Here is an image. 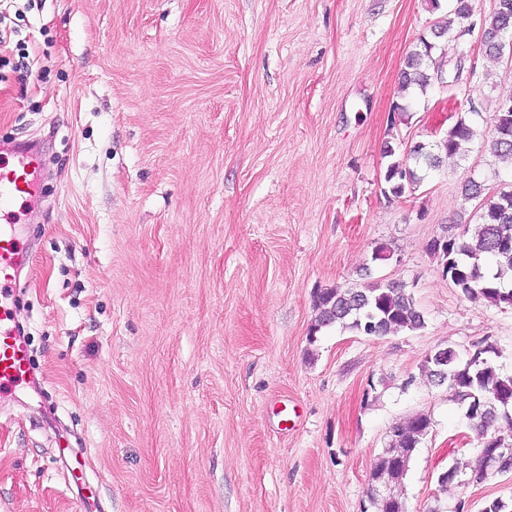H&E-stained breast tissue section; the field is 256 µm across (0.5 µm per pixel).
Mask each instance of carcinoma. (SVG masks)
I'll return each instance as SVG.
<instances>
[{
    "label": "carcinoma",
    "mask_w": 512,
    "mask_h": 512,
    "mask_svg": "<svg viewBox=\"0 0 512 512\" xmlns=\"http://www.w3.org/2000/svg\"><path fill=\"white\" fill-rule=\"evenodd\" d=\"M475 0H455L448 17L437 21L431 33L437 39L448 38L459 46V59L448 70L454 80L463 73L466 55L464 37L477 21L481 30L482 54L499 62L507 46L512 44V0H497L492 14L476 17ZM439 45L422 35L404 59L400 83L427 93L435 80L443 78L441 63L434 58ZM476 108L457 117L445 136L432 142H416L403 153L386 144L387 158L384 193L395 198L411 194L424 177L421 170H436L442 158L465 152L466 145L477 136L472 116ZM491 148L502 159L512 161V93L498 97L492 118ZM464 199L478 201L474 217L477 224H454L453 234L434 239L430 251L442 267V275L466 299L483 300L495 307H512V288L501 286V279L512 273V184L487 194L482 183L466 179L461 188ZM317 312L309 328V341H314L321 328L334 323L366 336H385L401 330L424 327L425 318L414 294L404 285L375 284L364 289L324 288L313 293ZM500 355L497 344L482 340L471 352L450 346L438 348L427 357L424 369L429 377L447 381L461 405L464 418L474 435L472 457L448 467L453 480L460 484L482 482L491 469L512 473V456L499 459L494 449L512 446V373L496 364ZM431 420L415 415L391 428L387 447L375 458L370 475L367 499L372 512H407L405 500L397 494L410 470L414 454L427 436Z\"/></svg>",
    "instance_id": "obj_1"
}]
</instances>
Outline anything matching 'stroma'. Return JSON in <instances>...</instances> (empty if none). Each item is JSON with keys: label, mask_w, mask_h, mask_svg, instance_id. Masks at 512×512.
<instances>
[{"label": "stroma", "mask_w": 512, "mask_h": 512, "mask_svg": "<svg viewBox=\"0 0 512 512\" xmlns=\"http://www.w3.org/2000/svg\"><path fill=\"white\" fill-rule=\"evenodd\" d=\"M451 4L0 0V159L20 141L40 159L8 218L34 377L0 388V512H366L391 426L418 413L407 512L512 497V478L439 486L473 434L423 369L486 338L512 371V308L463 298L429 251L472 219L466 178H512L487 145L512 60L475 31L461 80L399 81ZM473 107L465 155L386 197L384 145ZM380 282L424 328L309 341L316 289Z\"/></svg>", "instance_id": "1"}]
</instances>
